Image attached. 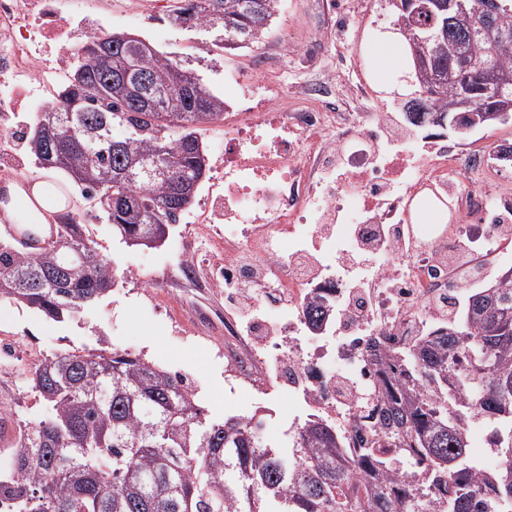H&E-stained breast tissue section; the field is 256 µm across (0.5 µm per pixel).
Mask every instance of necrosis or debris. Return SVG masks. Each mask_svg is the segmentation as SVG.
Returning a JSON list of instances; mask_svg holds the SVG:
<instances>
[{
	"label": "necrosis or debris",
	"instance_id": "4bbe7bcc",
	"mask_svg": "<svg viewBox=\"0 0 512 512\" xmlns=\"http://www.w3.org/2000/svg\"><path fill=\"white\" fill-rule=\"evenodd\" d=\"M87 19L81 0H0V127L13 112H36L68 75L78 48L112 23V0H96ZM257 71L229 82V110L210 127L213 183L178 233L187 255L183 280L210 267L209 284L256 303L250 332L224 324V365L233 389L263 400L268 361L287 358L296 405L333 422L351 453L362 432L378 429L381 402L371 393L380 375L370 340L395 348L438 322V305L459 272L484 267L486 254L512 243L500 235L512 214L500 195L464 192L468 173L491 168L497 147L485 141L467 157L435 139L432 152L408 149L411 131L397 112L338 111L327 80L311 73L292 108L266 72L279 54L272 39L253 49ZM438 200L448 223L420 225L418 204ZM381 261L363 270L337 263L351 250ZM333 301L334 314L358 305L349 328L312 330L311 298ZM349 370L354 392L338 400L334 369Z\"/></svg>",
	"mask_w": 512,
	"mask_h": 512
}]
</instances>
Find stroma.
<instances>
[{
  "label": "stroma",
  "mask_w": 512,
  "mask_h": 512,
  "mask_svg": "<svg viewBox=\"0 0 512 512\" xmlns=\"http://www.w3.org/2000/svg\"><path fill=\"white\" fill-rule=\"evenodd\" d=\"M171 4L172 0H159L157 13L143 20L138 35L148 39L153 31H165V38L156 41V48L187 58L191 67L219 91L231 77L253 72V58L246 49H216L211 56L200 58L199 48L205 43V34L171 27L167 20ZM394 20L392 8L386 5L367 24L337 27L336 41L348 45L350 57L342 59L331 51L314 66L334 75L333 91L341 105H348L349 87L356 80L357 69L361 68L368 79L363 99L366 108L374 112L391 109L392 91L401 76L396 73L388 81H381L378 64L379 48L384 35L392 31ZM311 28V0H281L270 35L290 48L288 57L282 58L274 71L276 82L284 88L303 80L312 66L301 53ZM32 131V116L22 112L12 131L0 138V165H18L14 181L20 185L44 180L48 175L47 170L38 168L27 147ZM87 229L105 248L118 270L112 291L80 318L65 323L54 322L12 301L0 299V326L28 337L47 356L70 347L133 349L153 363L184 374L211 417L260 416L266 427L265 437L271 441L277 439L280 431L289 429L295 412L288 407L287 393L276 392L266 410L255 412L248 395L230 392L224 376V354L218 342L173 326L167 309L155 302L152 288L144 280L128 276L127 271L132 267L144 270L175 265L181 256L180 246L130 248L113 236L110 225L95 219L89 220Z\"/></svg>",
  "instance_id": "1"
}]
</instances>
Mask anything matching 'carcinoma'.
I'll return each instance as SVG.
<instances>
[{"mask_svg": "<svg viewBox=\"0 0 512 512\" xmlns=\"http://www.w3.org/2000/svg\"><path fill=\"white\" fill-rule=\"evenodd\" d=\"M179 0L168 22L181 30L213 28L223 49L250 48L267 33L279 0ZM488 0H465L450 16L436 0H413L414 23L399 29L417 90H438L434 111L407 112L414 128L461 116L460 89L448 59L487 97L512 103V39L490 44L471 19ZM496 27L512 33V0H498ZM120 33L82 45L73 70L36 115L57 142L28 146L41 168L66 172L85 208L59 216L54 243L37 251L0 239V298L72 321L115 285L110 256L89 234L87 215L109 224L129 247L164 244L170 224L195 195L175 200L178 181L206 178L202 127L224 119L215 94L186 60L151 47L130 59L104 51ZM427 58L429 67L417 68ZM491 62L500 78L479 70ZM149 76V84L138 75ZM72 112L58 121L60 97ZM124 134L113 133L115 127ZM126 148L119 149L117 144ZM169 173L149 177L142 165ZM329 309L319 295L306 305L314 330ZM384 368L381 424L392 450L348 454L335 426L320 416L300 425L288 452L257 441L253 419L212 418L183 375L116 349L72 348L44 357L31 372L43 414L22 421L0 472V512H512V268L487 275L457 309L409 346L374 353ZM488 432L498 469L483 476L469 454L474 429Z\"/></svg>", "mask_w": 512, "mask_h": 512, "instance_id": "obj_1", "label": "carcinoma"}]
</instances>
